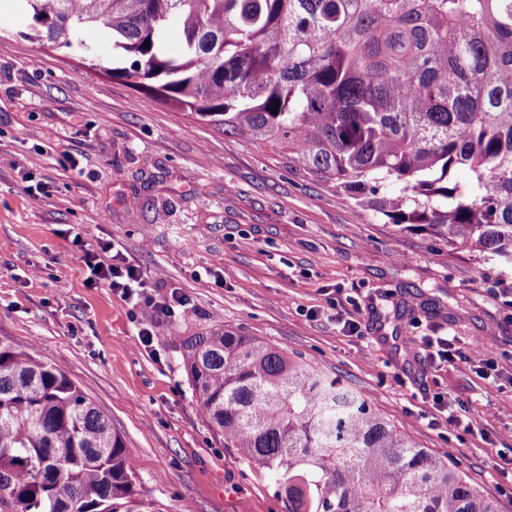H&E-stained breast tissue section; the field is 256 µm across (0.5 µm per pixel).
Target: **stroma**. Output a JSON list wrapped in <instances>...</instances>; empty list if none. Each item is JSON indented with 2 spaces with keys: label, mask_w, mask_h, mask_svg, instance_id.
Wrapping results in <instances>:
<instances>
[{
  "label": "stroma",
  "mask_w": 512,
  "mask_h": 512,
  "mask_svg": "<svg viewBox=\"0 0 512 512\" xmlns=\"http://www.w3.org/2000/svg\"><path fill=\"white\" fill-rule=\"evenodd\" d=\"M0 11V341L102 409L154 512H284L188 381L182 337L217 327L341 378L512 512V273L112 77L109 33L88 58L31 38L22 0ZM107 242L139 270L138 304L90 285L85 256ZM443 335L460 360H417L423 337ZM476 341L490 378L466 359ZM446 387L473 431L435 409Z\"/></svg>",
  "instance_id": "35a3bbf8"
}]
</instances>
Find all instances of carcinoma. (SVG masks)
I'll return each instance as SVG.
<instances>
[{
    "label": "carcinoma",
    "instance_id": "cac0c4a2",
    "mask_svg": "<svg viewBox=\"0 0 512 512\" xmlns=\"http://www.w3.org/2000/svg\"><path fill=\"white\" fill-rule=\"evenodd\" d=\"M26 8L35 37L90 54L106 31L113 77L287 153L391 224L512 268V0ZM181 356L208 424L276 476L284 512H500L452 461L296 355L216 328L184 338ZM134 477L121 435L75 383L0 341V512H149Z\"/></svg>",
    "mask_w": 512,
    "mask_h": 512
}]
</instances>
